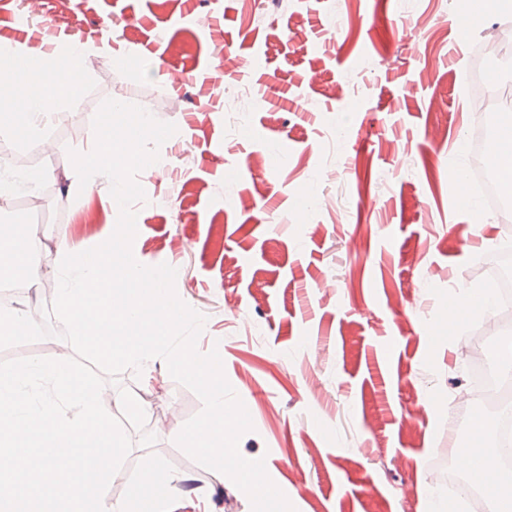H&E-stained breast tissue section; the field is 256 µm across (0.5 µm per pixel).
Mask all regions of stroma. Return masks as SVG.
Returning a JSON list of instances; mask_svg holds the SVG:
<instances>
[{"label":"stroma","mask_w":512,"mask_h":512,"mask_svg":"<svg viewBox=\"0 0 512 512\" xmlns=\"http://www.w3.org/2000/svg\"><path fill=\"white\" fill-rule=\"evenodd\" d=\"M26 10L0 0V150L29 155L41 142L19 108L32 86L19 58L43 47L15 22ZM38 10L54 69L70 40L101 52L59 105L71 126L42 128L62 170H73L68 149L92 150L104 100L177 128L159 149L165 176H137L146 200L132 250L142 265L176 268L177 295L204 316L197 349L218 350L253 423L241 455L264 459L296 512H428L434 468L466 440L454 394L471 386L476 353L477 319L449 320L448 309L460 289L493 287L480 265L505 238L448 172L469 167L463 145L479 123L471 49L482 25L512 16L495 0L472 10L462 0H40ZM237 58L256 69L209 82ZM156 62L194 83L172 90L150 72ZM244 87L248 112L231 105ZM60 187L40 185L43 252L61 236L76 253L106 241L118 217L109 179L78 195ZM153 375L148 387L130 370L103 378V406L132 442L106 500H122L155 454L182 480L172 512H252L229 478L175 443L201 399L162 358ZM131 393L148 405L134 419L113 403Z\"/></svg>","instance_id":"35a3bbf8"}]
</instances>
